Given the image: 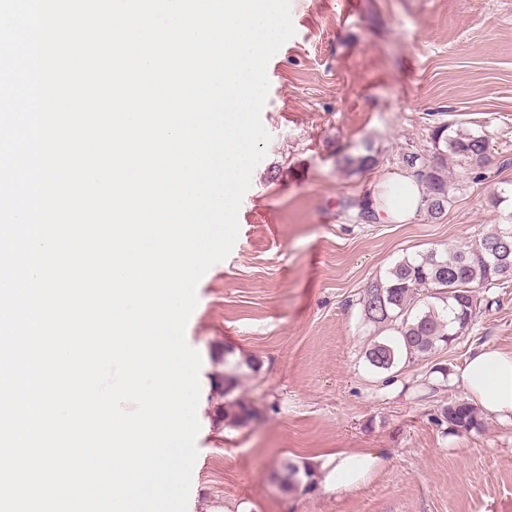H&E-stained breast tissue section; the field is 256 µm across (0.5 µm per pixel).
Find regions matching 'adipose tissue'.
<instances>
[{"mask_svg":"<svg viewBox=\"0 0 512 512\" xmlns=\"http://www.w3.org/2000/svg\"><path fill=\"white\" fill-rule=\"evenodd\" d=\"M366 194L378 224L405 223L423 205V187L408 174L375 181L367 186ZM460 378L470 399L484 412L512 424V354L486 344L479 346L471 350ZM379 459L374 449L339 452L322 461L315 476L331 490L346 491L356 487Z\"/></svg>","mask_w":512,"mask_h":512,"instance_id":"adipose-tissue-1","label":"adipose tissue"}]
</instances>
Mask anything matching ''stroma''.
<instances>
[{
    "mask_svg": "<svg viewBox=\"0 0 512 512\" xmlns=\"http://www.w3.org/2000/svg\"><path fill=\"white\" fill-rule=\"evenodd\" d=\"M295 34L269 61L261 119L271 136L239 212L230 255L197 286L188 344L202 364L188 512H512V424L483 417L454 430L442 406L466 399L458 376L471 349L512 354V284L480 293L464 336L380 374L368 346L364 288L404 256L475 243L512 215V0H291ZM485 136L475 169L448 158L455 180L440 219L348 224L341 199L404 174L406 152L431 161V133ZM372 144L379 163L349 175L343 155ZM248 358L234 397L248 424L224 423L226 363ZM441 388L424 397L420 384ZM382 449L360 486L284 492L286 462Z\"/></svg>",
    "mask_w": 512,
    "mask_h": 512,
    "instance_id": "obj_1",
    "label": "stroma"
}]
</instances>
